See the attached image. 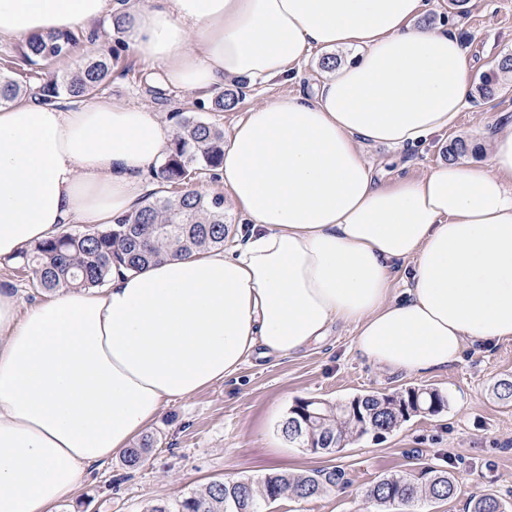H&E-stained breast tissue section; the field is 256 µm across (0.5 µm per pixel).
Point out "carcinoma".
Listing matches in <instances>:
<instances>
[{"label": "carcinoma", "mask_w": 512, "mask_h": 512, "mask_svg": "<svg viewBox=\"0 0 512 512\" xmlns=\"http://www.w3.org/2000/svg\"><path fill=\"white\" fill-rule=\"evenodd\" d=\"M79 42L80 36L72 32L48 33L33 36L23 45L22 61L45 68L36 92L41 101L52 103L62 94L72 99L93 96L111 77V54L89 59L69 74L49 71L54 63L69 57ZM511 75V56L482 73L476 102L496 99ZM25 92L17 80L0 73V105L18 100ZM174 117L177 124L170 152L152 171L158 190L148 195L138 211L110 224L65 228L19 253L20 267L28 272L34 292L100 288L112 277L114 266L139 272L169 256L224 249L228 232L224 196L205 195L192 188L202 172L215 173L222 166L224 129L182 112ZM473 151L468 140L455 137L448 145V160L457 161ZM447 408L444 395L421 387L390 394L369 393L347 403L323 400L317 404L318 416L312 418L303 414V401L299 400L282 422L281 432L289 441L314 452L336 453L348 437L370 436L378 441L419 412L438 415ZM156 444L153 436H144L125 451V465L135 468L143 464ZM345 482V472L334 467L302 474L272 473L259 481L217 480L182 498L173 508L157 503L146 512H260L263 502L274 503L288 496L307 500ZM457 490L451 472L421 463L403 474L377 480L366 490V497L391 512L411 508L421 500L449 501ZM466 512H512V503L488 488L471 495Z\"/></svg>", "instance_id": "obj_1"}]
</instances>
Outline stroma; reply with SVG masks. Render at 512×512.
Wrapping results in <instances>:
<instances>
[{"mask_svg":"<svg viewBox=\"0 0 512 512\" xmlns=\"http://www.w3.org/2000/svg\"><path fill=\"white\" fill-rule=\"evenodd\" d=\"M428 2L421 24H443L454 31L467 53L471 79H478L500 56L512 54V0H468L463 13L449 8L448 0ZM117 55L103 97L145 107L164 120L174 112L194 113L226 129L254 105L312 93L321 77V54L316 51L296 76L247 86L236 107L221 110L214 96L195 91L159 96L145 82L139 56L127 49ZM511 125L512 82L491 103H468L447 131L405 150L368 146L364 152L382 181L418 177L443 163L444 150L457 136L480 147L477 154L466 156V163L483 164L493 136ZM502 379H512V342L468 348L448 371L419 378L389 374L367 363L352 347L351 328L339 325L324 342L297 356H254L234 379L166 405L149 429L158 446L140 468L128 469L119 456L91 467L75 501L58 504L55 512H71L77 501L86 503V512H145L149 505L175 502L214 480L257 481L276 471L331 467L345 471V487L305 501L284 498L264 505L263 512H374L365 500L369 486L410 470L419 460L451 471L458 491L450 501L418 504V512H465L467 499L481 489L512 493V406L503 405L493 393ZM420 385L445 395L447 410L412 417L383 440L364 437L339 453L322 454L281 433L296 400L336 402Z\"/></svg>","mask_w":512,"mask_h":512,"instance_id":"35a3bbf8","label":"stroma"}]
</instances>
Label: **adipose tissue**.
I'll return each instance as SVG.
<instances>
[{"mask_svg":"<svg viewBox=\"0 0 512 512\" xmlns=\"http://www.w3.org/2000/svg\"><path fill=\"white\" fill-rule=\"evenodd\" d=\"M110 0H0V37L92 27ZM426 0H125L127 46L149 84L208 91L297 73L355 48L307 97L252 106L218 178L244 225L220 251L116 270L23 308L0 282V512H53L88 468L124 453L164 405L285 358L336 324L388 372L424 377L466 346L512 341V128L482 166L446 162L381 182L367 145L401 149L468 103L456 35L418 25ZM173 128L99 99L0 107V259L79 221L140 208ZM403 291H395L399 270Z\"/></svg>","mask_w":512,"mask_h":512,"instance_id":"obj_1","label":"adipose tissue"}]
</instances>
